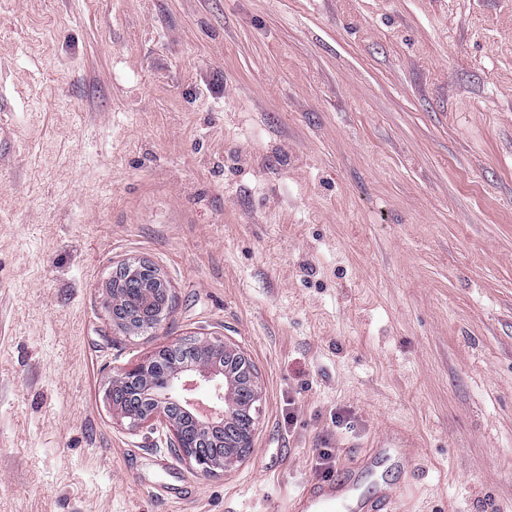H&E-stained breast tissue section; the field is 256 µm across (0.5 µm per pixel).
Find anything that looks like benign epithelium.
<instances>
[{
  "mask_svg": "<svg viewBox=\"0 0 512 512\" xmlns=\"http://www.w3.org/2000/svg\"><path fill=\"white\" fill-rule=\"evenodd\" d=\"M112 325L126 335L166 324L172 290L161 269L138 258L122 264L107 285ZM152 359L112 378L106 396L132 430L167 429V448L204 475L235 466L251 447L263 388L254 365L237 344L201 337L195 356L151 375Z\"/></svg>",
  "mask_w": 512,
  "mask_h": 512,
  "instance_id": "7a95c632",
  "label": "benign epithelium"
}]
</instances>
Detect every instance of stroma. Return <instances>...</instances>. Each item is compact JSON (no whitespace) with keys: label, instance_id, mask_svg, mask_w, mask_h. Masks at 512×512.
I'll return each mask as SVG.
<instances>
[{"label":"stroma","instance_id":"obj_1","mask_svg":"<svg viewBox=\"0 0 512 512\" xmlns=\"http://www.w3.org/2000/svg\"><path fill=\"white\" fill-rule=\"evenodd\" d=\"M0 512H512V0H0ZM160 267L159 331L104 283ZM218 334L263 385L206 476L108 380ZM130 272L137 273L138 281H129ZM106 288L109 316L118 331L138 335L148 326L156 332L166 324L172 309V290L165 274L151 260L138 258L123 263ZM131 288H142L150 296L148 303L137 310L126 304ZM368 458L367 454L360 455L350 463L348 470L341 477L336 480H328L327 483L307 491L304 490L294 510H297L296 512H311L307 510L314 508L317 510L314 512H328L340 508L341 499L349 492L347 487L350 484V477L352 478L356 471L365 467Z\"/></svg>","mask_w":512,"mask_h":512}]
</instances>
